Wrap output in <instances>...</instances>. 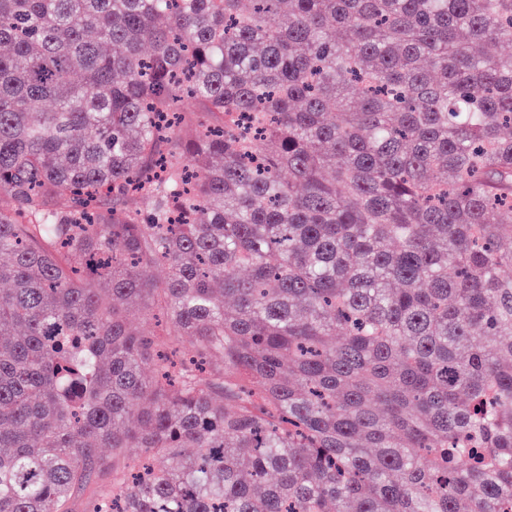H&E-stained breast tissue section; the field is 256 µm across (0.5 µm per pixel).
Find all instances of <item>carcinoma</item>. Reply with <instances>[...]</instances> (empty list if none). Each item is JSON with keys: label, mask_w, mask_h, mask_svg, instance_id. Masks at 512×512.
I'll return each instance as SVG.
<instances>
[{"label": "carcinoma", "mask_w": 512, "mask_h": 512, "mask_svg": "<svg viewBox=\"0 0 512 512\" xmlns=\"http://www.w3.org/2000/svg\"><path fill=\"white\" fill-rule=\"evenodd\" d=\"M503 42L512 0H0V512H512ZM111 477V473L100 476L96 481L80 492L71 502L72 510L74 512H87L90 502L100 494V491L107 484H109Z\"/></svg>", "instance_id": "carcinoma-1"}]
</instances>
